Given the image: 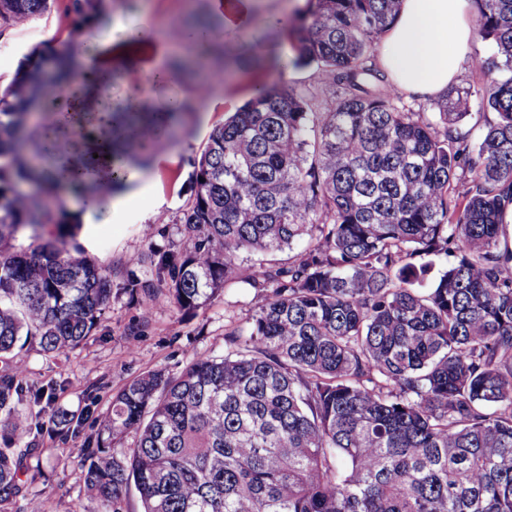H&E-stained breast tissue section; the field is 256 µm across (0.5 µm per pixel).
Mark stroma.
I'll use <instances>...</instances> for the list:
<instances>
[{"instance_id": "35a3bbf8", "label": "stroma", "mask_w": 512, "mask_h": 512, "mask_svg": "<svg viewBox=\"0 0 512 512\" xmlns=\"http://www.w3.org/2000/svg\"><path fill=\"white\" fill-rule=\"evenodd\" d=\"M142 2L110 0L105 14L97 18L92 36L76 43L75 59L93 62L102 45H121L125 32L147 19L154 28L167 32L195 15L209 20L214 17L210 0H150L147 10ZM280 2L267 0L247 30L248 36L262 37L276 59L295 53L289 35L267 23L268 15L278 11ZM70 24L62 6L56 4L27 25H1L0 86L10 83L31 50L52 54L67 38ZM493 55L491 42L474 38L457 78L458 84L471 90L470 113L462 126L475 137L495 115L480 106L486 79L474 64L489 62ZM278 77L290 86L310 90L320 109H329L334 102L333 88L319 78L315 67L295 65L286 75L274 67L239 69L230 81L213 87L207 107L188 118L185 135L156 148L139 184L134 206L105 223L78 226L77 242L112 271L111 305L100 326L78 347L58 355L33 348L22 352L21 358L25 386H55L57 404L83 415L84 422L79 437L63 441L40 430L41 416L29 412L28 422L39 434L23 436L16 444L27 479L18 495L0 512H28L34 502L39 503L41 512H91L94 502L84 486L83 469L75 451L83 447L85 438L96 436V420L109 410L113 394L146 371L163 368L175 373L194 356L226 353L229 345L224 336L225 325L244 323L251 316L252 289L229 284L209 305L193 312L178 310L166 292H157L151 300L150 318L145 321L140 317L138 302L122 285L132 276L153 278V268L142 260L149 245L143 229L174 226L182 209L192 201L197 162L213 128L243 106L256 86ZM189 92V80L177 70L161 89L146 78L132 83L123 70L118 71L109 87L116 107H123L129 97L136 95L143 100L147 112L160 99L183 97Z\"/></svg>"}]
</instances>
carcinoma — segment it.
<instances>
[{
	"label": "carcinoma",
	"instance_id": "carcinoma-1",
	"mask_svg": "<svg viewBox=\"0 0 512 512\" xmlns=\"http://www.w3.org/2000/svg\"><path fill=\"white\" fill-rule=\"evenodd\" d=\"M53 2L0 0V21L24 25ZM476 2L497 56L482 69L497 120L476 142L459 126L468 88L448 87L433 119L398 106L375 67L399 0H308L284 21L296 63L336 88L335 105L320 112L285 84L257 89L211 133L176 240L151 253L156 279L123 286L133 298L164 289L183 311L228 283L261 302L225 330L227 354L149 371L113 396L82 448L97 512H119L132 485L142 512H512V0ZM101 4L70 0L76 32ZM182 35L223 68L213 58L224 34L195 24ZM72 46L32 50L0 91V358L15 361L0 375V505L22 483L20 406L64 439L80 429L54 407L56 387L23 385L20 352L75 348L112 300L111 271L66 213L51 218L22 189L33 178L86 185L57 136L92 74L66 64ZM171 104L161 122L133 104L112 121L145 157L198 101ZM26 230L40 243L16 244ZM287 248L286 263L239 260ZM129 432L134 447L114 453Z\"/></svg>",
	"mask_w": 512,
	"mask_h": 512
}]
</instances>
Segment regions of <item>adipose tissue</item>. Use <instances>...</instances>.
I'll return each mask as SVG.
<instances>
[{"label":"adipose tissue","mask_w":512,"mask_h":512,"mask_svg":"<svg viewBox=\"0 0 512 512\" xmlns=\"http://www.w3.org/2000/svg\"><path fill=\"white\" fill-rule=\"evenodd\" d=\"M471 0H400L376 61L400 91L428 100L458 76L472 37Z\"/></svg>","instance_id":"1"}]
</instances>
